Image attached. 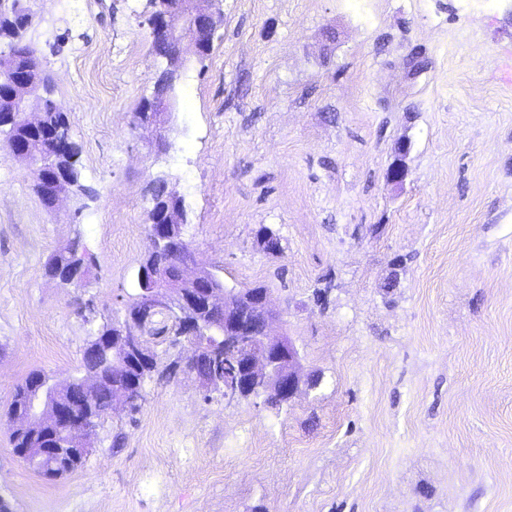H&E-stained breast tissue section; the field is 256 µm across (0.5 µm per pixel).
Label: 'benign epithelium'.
Listing matches in <instances>:
<instances>
[{
	"label": "benign epithelium",
	"instance_id": "7a95c632",
	"mask_svg": "<svg viewBox=\"0 0 512 512\" xmlns=\"http://www.w3.org/2000/svg\"><path fill=\"white\" fill-rule=\"evenodd\" d=\"M148 28L152 40H160L167 49L166 65L161 69L158 80H167L172 73L182 69L188 58L184 49L185 40L194 45L193 55H203L202 34L214 36L220 23L221 14L215 9V0H147ZM0 78L13 81L16 93L11 98L9 111L23 126L32 130L42 125L45 97L40 95L41 86L13 78V72L6 65H0ZM174 108V101L155 100L146 105L137 115L135 128H153L158 142H163L168 116ZM410 151V144L398 145V159L392 167V177L401 181L407 175L403 165ZM14 156L37 165L43 170L52 165L53 156L36 154L27 147H18ZM155 219L149 224L153 250L142 261L137 280L148 293V303L156 311H163L180 324L181 334L169 337V341L180 344L187 336H199L209 326L206 314L224 310V327L220 328L219 340H209L210 348L195 349L189 358L177 364L181 372L200 356L213 357L222 361L233 358V374L213 381H202L203 386L212 387L224 382V398L233 401L240 398L271 396L292 401L307 387L313 386L303 373L302 357L290 337L271 332V324L280 313L272 308L268 290L251 288L245 292L226 289L215 283L211 272L201 269L190 278H179L165 288H151L154 280L153 260L166 256L178 270L193 263L194 257L184 235L175 231L183 223L182 198L173 191L167 192L163 202L153 205ZM138 317L116 326L115 331L100 332L94 342L102 344L106 351L120 349L122 354L133 361H145L147 350L143 337L138 332ZM100 380L94 373L80 381L74 380L65 386L49 383L41 375L25 413L19 415L16 426L24 429L49 428L58 434L69 436L65 448H40L34 452L19 449V456L31 462L50 460V464H66L69 459L86 454L82 435L92 424L88 421L72 422L62 397L80 384L88 388V382Z\"/></svg>",
	"mask_w": 512,
	"mask_h": 512
}]
</instances>
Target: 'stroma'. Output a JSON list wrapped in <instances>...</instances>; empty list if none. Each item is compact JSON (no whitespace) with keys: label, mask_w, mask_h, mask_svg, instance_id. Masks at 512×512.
I'll return each mask as SVG.
<instances>
[{"label":"stroma","mask_w":512,"mask_h":512,"mask_svg":"<svg viewBox=\"0 0 512 512\" xmlns=\"http://www.w3.org/2000/svg\"><path fill=\"white\" fill-rule=\"evenodd\" d=\"M87 209L46 207L0 144V498L12 512H512V7L506 0H219L176 84L165 147L134 128L157 59L146 0H27ZM408 173L391 179L400 142ZM182 196L195 265L267 288L319 386L275 408L153 375L73 473L13 451L34 370L79 377L152 241L147 189ZM267 226L281 239L259 251ZM81 242L63 288L45 265ZM330 287L327 307L313 292Z\"/></svg>","instance_id":"1"}]
</instances>
